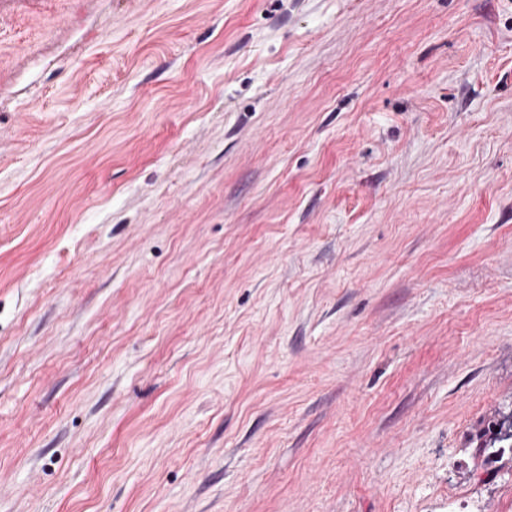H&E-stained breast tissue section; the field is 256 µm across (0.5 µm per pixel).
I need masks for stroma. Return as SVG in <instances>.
I'll return each instance as SVG.
<instances>
[{"mask_svg": "<svg viewBox=\"0 0 512 512\" xmlns=\"http://www.w3.org/2000/svg\"><path fill=\"white\" fill-rule=\"evenodd\" d=\"M512 0H0V512H512ZM492 436L489 442H483L477 448L479 454H487L488 458L499 461L504 457L512 461V412L502 415L492 423ZM499 427V431H496Z\"/></svg>", "mask_w": 512, "mask_h": 512, "instance_id": "1", "label": "stroma"}]
</instances>
